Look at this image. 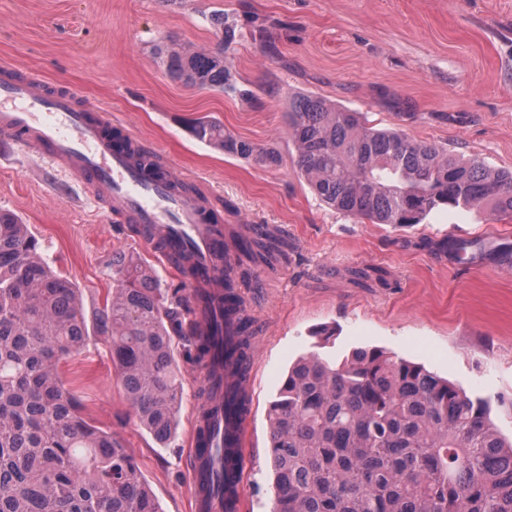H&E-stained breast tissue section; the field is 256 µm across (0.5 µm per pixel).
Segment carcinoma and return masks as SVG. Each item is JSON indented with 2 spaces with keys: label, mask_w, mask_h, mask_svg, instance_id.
<instances>
[{
  "label": "carcinoma",
  "mask_w": 512,
  "mask_h": 512,
  "mask_svg": "<svg viewBox=\"0 0 512 512\" xmlns=\"http://www.w3.org/2000/svg\"><path fill=\"white\" fill-rule=\"evenodd\" d=\"M185 86L232 90L224 52L161 43ZM297 167L328 206L371 224L414 225L434 210L491 205L512 215V170L463 160L401 128L374 129L324 98L288 102ZM192 136L271 167L254 146L199 119ZM270 247L242 241L224 269V319L237 320L236 371L249 363L250 320L237 280L269 265ZM115 288L99 309L104 337L139 423L161 442L176 429L183 383L173 337L206 362L210 338L184 323L208 291L164 288L135 255L112 258ZM90 336L80 289L54 272L29 226L0 210V512H162L131 455L80 415L60 377ZM273 512H512V441L489 404L424 366L379 348L329 362L298 358L269 402Z\"/></svg>",
  "instance_id": "obj_1"
}]
</instances>
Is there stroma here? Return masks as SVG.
Returning <instances> with one entry per match:
<instances>
[{"instance_id":"stroma-1","label":"stroma","mask_w":512,"mask_h":512,"mask_svg":"<svg viewBox=\"0 0 512 512\" xmlns=\"http://www.w3.org/2000/svg\"><path fill=\"white\" fill-rule=\"evenodd\" d=\"M217 13L236 30L224 67L247 97L184 86L157 58L169 39L214 50ZM1 63L47 91L78 89L112 130L137 136L208 195L227 243L258 228L281 241L284 257L239 285L255 326L244 512L274 506L268 405L288 366L312 351L339 360L377 346L422 363L488 399L498 431L512 436V265L457 270L448 256L452 231L476 248L511 247L512 215L439 211L412 227L349 216L310 190L285 121L290 97L319 96L361 112L367 126L512 169V0H0ZM198 119L274 148L278 165L199 143L189 131ZM0 208L80 288L89 318L112 289L113 255L149 257L83 180L19 146L0 162ZM174 349L183 395L164 444L135 418L99 337L60 373L83 416L133 456L162 512H190V423L203 387L187 344Z\"/></svg>"}]
</instances>
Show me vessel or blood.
<instances>
[{"label": "vessel or blood", "mask_w": 512, "mask_h": 512, "mask_svg": "<svg viewBox=\"0 0 512 512\" xmlns=\"http://www.w3.org/2000/svg\"><path fill=\"white\" fill-rule=\"evenodd\" d=\"M71 86L45 94L38 80L19 79L11 66L0 65V134L18 138L29 152L58 171L87 181L94 202L121 222L134 225L135 237L164 262L188 251L193 268L186 276L192 289L224 295V269L231 251L221 225L208 218L210 206L200 195L177 192L179 177L170 167L159 174L143 168L125 151L112 146L106 120L96 109L79 104ZM242 410L225 408L214 399L199 400L189 439L190 483L194 512H224L222 496H204L201 488L213 476L209 459L215 449L235 450L233 508L240 512L245 479L246 427L252 411L250 380L233 371L224 374Z\"/></svg>", "instance_id": "b4317fda"}]
</instances>
